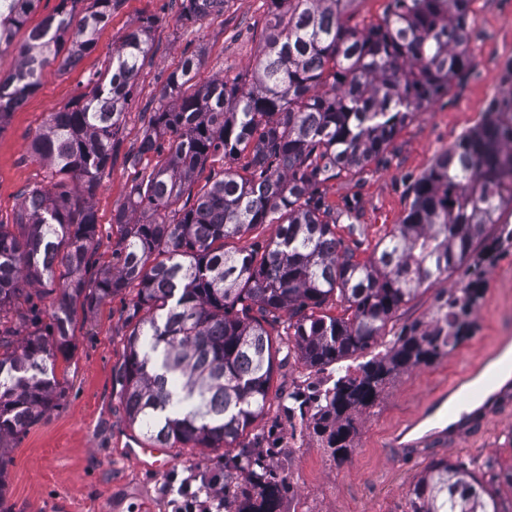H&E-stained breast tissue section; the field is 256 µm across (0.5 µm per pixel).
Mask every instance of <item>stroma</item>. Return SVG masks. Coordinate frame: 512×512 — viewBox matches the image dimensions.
I'll return each mask as SVG.
<instances>
[{"mask_svg":"<svg viewBox=\"0 0 512 512\" xmlns=\"http://www.w3.org/2000/svg\"><path fill=\"white\" fill-rule=\"evenodd\" d=\"M471 69L448 88L447 95L415 114L397 133L387 152L366 172L341 175L328 183L325 200L337 210L355 204L358 234L340 220L336 235L354 250L358 261L370 258L377 241L400 223L409 207L410 185L439 152L478 124L490 100L503 89L505 64L512 60V0H473ZM181 0H119L100 29L93 51L62 71L46 67L41 84L21 108L0 124V222L15 223L22 194L33 187L52 188L54 170L31 149L52 113L89 92L97 72L125 35L146 16L156 17L152 48L134 87L125 114V133L112 164L92 200L97 215L98 265L112 262L116 236L112 216L127 198L132 180L152 169L153 158L137 166L125 162L136 152L148 124L149 109L160 104L161 89L185 56L201 54L198 82L234 78L260 56L266 0H226L224 11L198 22L181 24ZM459 278L442 280L402 305L388 325L397 332L407 324H429L441 292L458 288ZM483 297L471 312L470 338L432 366L390 379L376 404L356 416L353 452L334 462L313 416L318 395L329 385L335 367L317 371L297 358L277 367L270 404L241 446L226 450L176 445L170 464L154 474L129 456L130 444L143 433L129 421L115 383L124 359L131 323L128 311L135 289L113 296L95 311L77 313L73 349L57 362L60 396L55 407L12 442L0 512H174L172 502L188 476L221 477L231 473L242 447L263 455L289 483L283 512H409L408 490L437 459L470 462L491 477L512 467V414L483 434L476 446L429 451L413 462H397L388 441L395 427L419 412L440 389L465 369L478 364L498 337L512 336V245H503L486 265ZM304 397L305 414L291 412L294 398Z\"/></svg>","mask_w":512,"mask_h":512,"instance_id":"35a3bbf8","label":"stroma"}]
</instances>
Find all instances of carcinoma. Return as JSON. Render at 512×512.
<instances>
[{
	"label": "carcinoma",
	"mask_w": 512,
	"mask_h": 512,
	"mask_svg": "<svg viewBox=\"0 0 512 512\" xmlns=\"http://www.w3.org/2000/svg\"><path fill=\"white\" fill-rule=\"evenodd\" d=\"M38 2L0 0V49ZM70 2L30 31L17 68L0 80V125L47 65L67 68L95 48L118 0H92L76 26ZM225 2L183 0L178 22L221 13ZM267 2L254 68L198 84L202 58L192 54L168 75L132 158L157 161L112 216V265L95 268L91 199L122 140L156 18H141L92 91L53 113L33 141L58 191L28 190L18 222L0 223V483L9 443L56 404L55 364L71 351L77 310L130 287L134 326L115 382L131 424L158 448L240 444L293 352L310 369L368 354L319 396L313 431L341 462L352 452L355 414L390 378L432 365L470 335L483 264L512 241V60L509 90L413 182L401 222L359 262L336 237L322 187L366 169L471 68V0H389L381 22L365 29L348 24L357 0ZM218 154L222 175L194 187ZM146 212L154 219L136 218ZM262 224L278 225L275 238L226 247ZM461 269L467 280L439 301L430 326L405 325L369 354L403 304ZM55 282L61 291L46 324L33 290ZM333 300L348 317L320 313ZM284 316L276 341L268 327ZM242 457L244 486L224 481L230 512H281L290 486L262 457ZM500 483L512 486V468L486 482L461 461L434 460L409 488L410 512H512Z\"/></svg>",
	"instance_id": "cac0c4a2"
}]
</instances>
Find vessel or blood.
<instances>
[{
	"instance_id": "vessel-or-blood-1",
	"label": "vessel or blood",
	"mask_w": 512,
	"mask_h": 512,
	"mask_svg": "<svg viewBox=\"0 0 512 512\" xmlns=\"http://www.w3.org/2000/svg\"><path fill=\"white\" fill-rule=\"evenodd\" d=\"M512 351V338L499 337L493 352L466 370L448 389L434 396L390 438V450L399 460H411L432 447H458L493 420L512 410V362H502ZM129 454L145 471L164 465L163 449L139 444Z\"/></svg>"
}]
</instances>
